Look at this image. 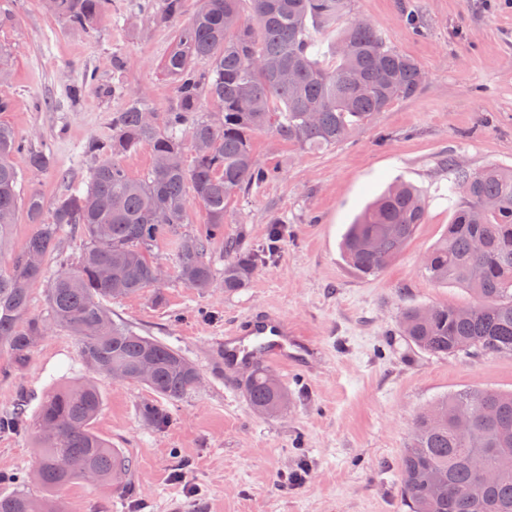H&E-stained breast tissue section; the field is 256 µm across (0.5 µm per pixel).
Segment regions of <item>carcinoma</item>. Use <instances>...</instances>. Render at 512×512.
Here are the masks:
<instances>
[{
    "label": "carcinoma",
    "mask_w": 512,
    "mask_h": 512,
    "mask_svg": "<svg viewBox=\"0 0 512 512\" xmlns=\"http://www.w3.org/2000/svg\"><path fill=\"white\" fill-rule=\"evenodd\" d=\"M44 2L52 15L85 31L109 11V0ZM182 8V0H160L158 17L177 19ZM347 9V0H202L193 18L176 28L163 61L175 82V107L149 123L147 101L128 100L112 118V138L83 145L95 161L87 186L59 197L50 223L41 221L39 193L25 201L38 229L0 263V349L16 367L26 365L51 327L61 326L78 337L86 363L98 373H119L167 400L195 391L199 373L179 349L112 320L104 301L158 286L152 252L163 243L177 251L179 280L205 289L215 277L209 250L224 242V291L248 287L256 258L240 250L238 238L224 235V217L230 199L274 176L255 159L252 136L271 130L303 151L335 147L395 101L416 95L423 82L418 63L389 46L370 21L345 19ZM188 139L206 143L189 167ZM143 144L152 147L154 163L136 179L123 157ZM23 149L24 141L0 124V253L18 218L22 173L13 156ZM51 163L48 148L27 150L29 171H46ZM448 167L454 171L452 219L423 266L434 283L465 288L474 301L408 307L403 336L435 355L512 357V169H467L452 158ZM192 198L204 206L207 221L186 233ZM424 219L417 190L393 184L349 225L344 257L360 275H377ZM66 232L81 237L82 253L76 266L49 279L48 317L31 316V287L46 278ZM146 360L153 373L143 377L138 369ZM245 389L260 415L288 404V392L266 368L253 369ZM28 402L20 393L13 410L0 416V432L34 434L37 485L45 494L25 490L32 477L19 476L21 488L0 495V512H66L52 492L86 470L101 486L127 487L131 461L92 430L103 404L92 380L51 391L31 418ZM401 482L412 512H512V393L474 389L435 400L413 423Z\"/></svg>",
    "instance_id": "obj_1"
}]
</instances>
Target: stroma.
Wrapping results in <instances>:
<instances>
[{
	"instance_id": "stroma-1",
	"label": "stroma",
	"mask_w": 512,
	"mask_h": 512,
	"mask_svg": "<svg viewBox=\"0 0 512 512\" xmlns=\"http://www.w3.org/2000/svg\"><path fill=\"white\" fill-rule=\"evenodd\" d=\"M349 14L371 20L417 61L420 92L332 148L303 151L271 131L254 136L256 159L275 176L228 205L224 230L246 251L261 248L271 227L281 236L247 288L225 292L220 278L206 290L186 286L163 244L154 251L167 271L160 289L106 303L113 319L180 349L199 372L195 392L160 400L145 385L95 375L61 327L25 367L0 350V414L21 392L34 411L71 380L98 383L94 429L129 457L131 488L74 482L61 492L71 512H410L400 465L416 416L459 391H512V358L430 355L409 346L398 324L408 307L472 301L466 289L434 284L421 259L452 217L449 159L512 169V0H349ZM174 30L141 0H111L91 31L70 27L43 0H0V93L10 100L0 124L52 153L42 173L14 157L24 190L44 200L43 221L70 187L86 186L93 163L82 146L110 138L129 99L158 112L174 107L175 84L162 69ZM78 83L85 89L74 102L68 89ZM399 181L422 192L426 220L379 276H359L341 256L342 236ZM257 308L281 312L317 348L308 368L277 372L288 405L274 416L253 412L244 372L230 374L216 356L225 330ZM151 402L165 426L143 417ZM37 458L32 434L0 433V493L15 491L12 477Z\"/></svg>"
}]
</instances>
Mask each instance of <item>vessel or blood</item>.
I'll return each mask as SVG.
<instances>
[{
    "label": "vessel or blood",
    "mask_w": 512,
    "mask_h": 512,
    "mask_svg": "<svg viewBox=\"0 0 512 512\" xmlns=\"http://www.w3.org/2000/svg\"><path fill=\"white\" fill-rule=\"evenodd\" d=\"M224 354L237 366L274 362L287 369L309 366L313 350L287 318L273 310L252 314L235 323L224 335Z\"/></svg>",
    "instance_id": "b4317fda"
}]
</instances>
